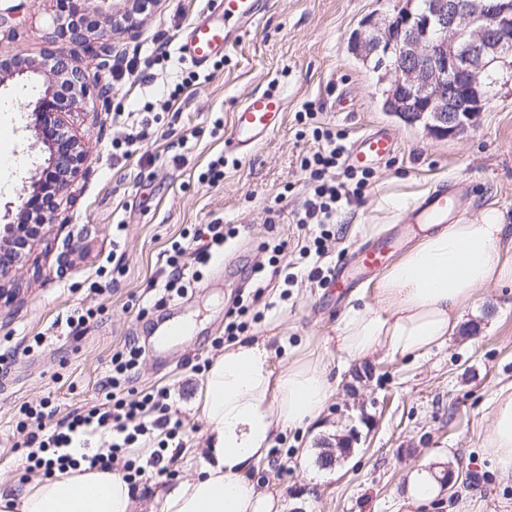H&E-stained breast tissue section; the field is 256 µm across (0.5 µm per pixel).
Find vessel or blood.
<instances>
[{"mask_svg":"<svg viewBox=\"0 0 512 512\" xmlns=\"http://www.w3.org/2000/svg\"><path fill=\"white\" fill-rule=\"evenodd\" d=\"M265 0H213L190 28L180 46L181 54L197 67H205L216 56L234 48L241 35L260 18ZM286 118V100L274 91L256 92L234 110L224 136L226 151L248 156L270 135L277 132ZM397 140L385 127L361 134L352 146L348 162L362 169L373 168L394 157ZM469 206L468 196L456 185L442 186L416 201L411 209L416 224H449L458 220ZM395 244L383 238L361 244L352 261L337 266L330 287L334 293L352 288L366 273L380 271Z\"/></svg>","mask_w":512,"mask_h":512,"instance_id":"1","label":"vessel or blood"}]
</instances>
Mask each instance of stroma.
I'll use <instances>...</instances> for the list:
<instances>
[{
	"label": "stroma",
	"mask_w": 512,
	"mask_h": 512,
	"mask_svg": "<svg viewBox=\"0 0 512 512\" xmlns=\"http://www.w3.org/2000/svg\"><path fill=\"white\" fill-rule=\"evenodd\" d=\"M396 4L267 0L263 19L244 33L240 47L210 63L207 81L171 110L158 111L149 138L128 157L113 154V140L130 128L132 113L167 93V79L178 68L168 67L150 83L139 81V72L148 71L160 41L178 49L207 0H162L137 38L115 36L113 59L135 61V73L116 82L103 71L113 87L101 120L82 104L63 118L86 152L89 172L73 178L57 200L54 223L29 239L20 262L0 278L15 293L0 304V477L22 483L42 475L28 469L21 447L23 407L46 406L59 420L101 403L112 354L131 338L144 354L130 388H167L171 410L188 432L183 447L166 451L169 474L140 483L137 498L151 502L161 484L197 466L208 433L198 405L204 376L195 366L224 352L218 339L239 295L237 278L201 265L185 295L163 306L157 300L170 273L171 241L218 221L240 230L224 255L240 257L241 273L266 265L255 304L264 317L250 324L246 337L267 340L280 359L322 354L337 381L322 416L307 429L275 438L268 459L252 470L260 485L282 490L285 512H512V478H501L490 461L486 408L496 390L512 385V285L480 288L457 332L421 358L380 350L341 367L337 330L350 306L371 301L369 284L361 282L338 300L325 281L310 275L316 266L332 271L359 243L385 235L410 203L451 179L472 188L467 217L491 207L512 228V75L491 85L478 122L452 137L434 136L424 122L386 112L384 71L353 54L349 41L366 17L393 16ZM6 11L13 21L0 32V55L38 63L56 52L55 0H0V12ZM274 87L286 96L284 126L248 157L226 155L223 180L206 181L210 161L225 155L234 106ZM21 94L12 82L0 88V157L9 167L0 184L1 213L16 202L23 182L38 179L44 162L32 133L22 129ZM305 110L351 142L370 126L386 125L399 151L373 169L360 200L338 209L322 255L303 257L301 247L313 246L321 233L320 226L295 220L307 198L301 160L317 148L312 137L297 135V117ZM281 242L294 275L290 282L259 250ZM81 308L94 310V318L67 328L66 317ZM168 318L189 322L193 330L154 354L153 332ZM36 336L42 348L27 352ZM353 428L361 435L354 454L333 467L318 466L323 442ZM439 457L459 473L458 485L410 507L409 472Z\"/></svg>",
	"instance_id": "1"
}]
</instances>
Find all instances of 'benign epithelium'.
<instances>
[{
  "label": "benign epithelium",
  "mask_w": 512,
  "mask_h": 512,
  "mask_svg": "<svg viewBox=\"0 0 512 512\" xmlns=\"http://www.w3.org/2000/svg\"><path fill=\"white\" fill-rule=\"evenodd\" d=\"M160 0H69L73 12L102 16L110 30L131 38L140 33L142 16ZM54 33L70 51L89 53L96 64L82 69L71 62L69 54H59L60 64L47 72L33 63L9 67L0 64V87L14 78L23 87H37L48 76L46 90L22 106L33 109L37 125L36 144L49 152L48 165L62 164L65 173L44 171L49 180H39L19 196L18 214L28 215L37 194L50 190L63 195L69 177L84 163L78 142L64 154L48 139V133L61 124L60 115L89 97L90 86L98 88L92 101L93 112L108 107L111 87L101 82L100 72L109 66L112 47L107 29L95 24L88 30L66 29L65 18L53 20ZM350 50L364 61L393 76L385 93V109L407 121L426 120V128L436 136H453L473 125L487 100L485 75L494 64L512 69V0H428L423 11L414 0H402L392 17L377 14L366 17L350 37ZM358 442L353 432L329 445L332 459L349 457Z\"/></svg>",
  "instance_id": "7a95c632"
}]
</instances>
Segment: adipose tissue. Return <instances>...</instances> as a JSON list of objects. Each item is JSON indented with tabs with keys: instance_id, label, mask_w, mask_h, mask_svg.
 <instances>
[{
	"instance_id": "adipose-tissue-1",
	"label": "adipose tissue",
	"mask_w": 512,
	"mask_h": 512,
	"mask_svg": "<svg viewBox=\"0 0 512 512\" xmlns=\"http://www.w3.org/2000/svg\"><path fill=\"white\" fill-rule=\"evenodd\" d=\"M511 229L494 211L427 231L377 278L373 304L349 308L336 336L347 363L377 350L419 358L452 336L460 313L490 284H512ZM336 386L322 358L274 361L266 340L239 339L208 368L200 398L210 433L208 458L188 478L155 493L159 512H283L278 492L260 490L247 471L264 461L274 436L312 424ZM489 454L512 476V392L489 403ZM118 471L86 465L21 485L0 484V512H135Z\"/></svg>"
}]
</instances>
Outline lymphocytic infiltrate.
<instances>
[{"label":"lymphocytic infiltrate","instance_id":"lymphocytic-infiltrate-1","mask_svg":"<svg viewBox=\"0 0 512 512\" xmlns=\"http://www.w3.org/2000/svg\"><path fill=\"white\" fill-rule=\"evenodd\" d=\"M313 137L318 148L302 161L309 175V198L296 219L301 224L326 225L334 222L342 202L362 195L371 173L347 165V146L341 133L317 128ZM142 355V348L132 342L113 353L111 369L101 384L108 406L91 407L86 413L55 425L45 423L43 412L28 409L29 419L36 424L35 431L25 441L32 467L48 475L76 468L82 461L69 451L74 438L97 435L102 446L88 456L85 462L90 466L120 469L124 479L133 486L141 480L166 474L168 467L162 451H153L141 464L126 456L128 449L136 447L154 431L163 432L171 442L181 440L184 435L182 420L170 411L167 392H147L133 399L121 397L120 392L130 381Z\"/></svg>","mask_w":512,"mask_h":512}]
</instances>
